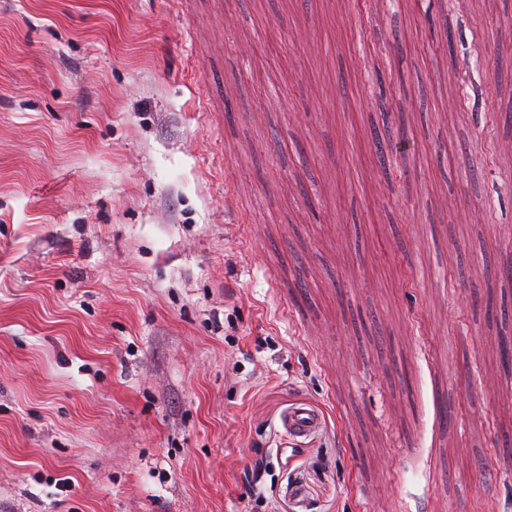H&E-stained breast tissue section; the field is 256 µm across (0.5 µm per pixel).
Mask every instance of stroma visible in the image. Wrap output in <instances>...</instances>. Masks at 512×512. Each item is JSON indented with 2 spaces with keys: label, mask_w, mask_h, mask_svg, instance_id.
<instances>
[{
  "label": "stroma",
  "mask_w": 512,
  "mask_h": 512,
  "mask_svg": "<svg viewBox=\"0 0 512 512\" xmlns=\"http://www.w3.org/2000/svg\"><path fill=\"white\" fill-rule=\"evenodd\" d=\"M511 44L512 0H0V512H512ZM370 147L372 161L378 162L383 169H386L390 154L392 155L394 150L396 151V143L392 141L390 136L385 137V139L382 138L380 133L375 130ZM324 424V416L320 409L314 405L299 403L291 410L284 419V429L288 435V444L297 446L306 439L317 433Z\"/></svg>",
  "instance_id": "35a3bbf8"
}]
</instances>
